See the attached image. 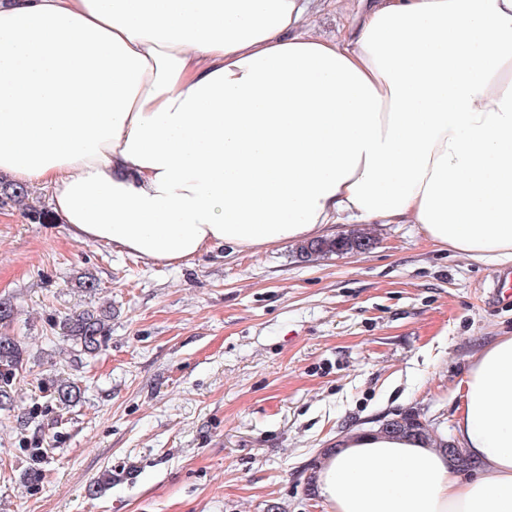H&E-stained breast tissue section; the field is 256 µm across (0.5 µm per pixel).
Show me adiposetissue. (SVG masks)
Wrapping results in <instances>:
<instances>
[{
    "label": "adipose tissue",
    "instance_id": "obj_1",
    "mask_svg": "<svg viewBox=\"0 0 512 512\" xmlns=\"http://www.w3.org/2000/svg\"><path fill=\"white\" fill-rule=\"evenodd\" d=\"M0 0V173L81 242L166 266L334 224H416L512 262V0ZM445 450L352 433L327 512H512V335L474 360ZM316 16L315 24L319 32L327 39H341L344 19L336 9V1L328 0Z\"/></svg>",
    "mask_w": 512,
    "mask_h": 512
}]
</instances>
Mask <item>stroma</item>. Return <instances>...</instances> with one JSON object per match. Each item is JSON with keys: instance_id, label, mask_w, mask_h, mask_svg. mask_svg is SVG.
Returning <instances> with one entry per match:
<instances>
[{"instance_id": "1", "label": "stroma", "mask_w": 512, "mask_h": 512, "mask_svg": "<svg viewBox=\"0 0 512 512\" xmlns=\"http://www.w3.org/2000/svg\"><path fill=\"white\" fill-rule=\"evenodd\" d=\"M34 207H50L36 185L0 207V299L25 351L0 411V512H325L313 480L337 440L407 413L454 439L473 357L512 333L494 287L512 266L416 224L359 225L363 253L221 245L164 267L35 223ZM103 306L110 333L83 355L60 323ZM63 381L74 406L54 398Z\"/></svg>"}]
</instances>
